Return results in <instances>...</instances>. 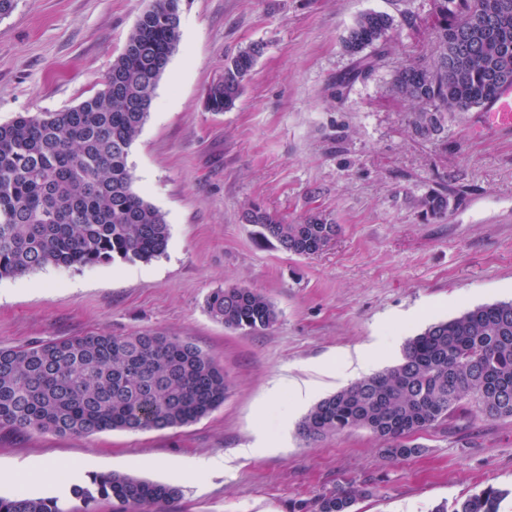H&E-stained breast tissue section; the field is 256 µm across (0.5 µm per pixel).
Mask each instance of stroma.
Returning <instances> with one entry per match:
<instances>
[{"label":"stroma","mask_w":512,"mask_h":512,"mask_svg":"<svg viewBox=\"0 0 512 512\" xmlns=\"http://www.w3.org/2000/svg\"><path fill=\"white\" fill-rule=\"evenodd\" d=\"M149 4L16 0L0 18V124L92 96ZM369 11L395 20L388 52L337 93L354 63L343 41ZM433 13L434 0H182L180 41L128 157L135 190L170 227L165 253L0 280V347L161 330L223 366L224 403L160 431L0 427V471L45 460L179 481L166 512H291L350 482L373 491L356 512H431L488 486L510 490L500 512H512V418L453 414L398 461L362 429L313 444L297 432L314 404L354 382L345 361L360 347L372 348V374L429 324L512 300V130L479 131L474 110L450 118L442 140L421 138L394 87L401 65L431 60ZM253 44L262 53L236 105L207 111L209 85ZM442 187L446 215L425 219L421 197ZM252 204L291 222L323 212L340 231L296 256L242 223ZM229 286L266 294L273 327L245 334L213 321L205 300Z\"/></svg>","instance_id":"1"}]
</instances>
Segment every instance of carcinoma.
<instances>
[{
	"label": "carcinoma",
	"mask_w": 512,
	"mask_h": 512,
	"mask_svg": "<svg viewBox=\"0 0 512 512\" xmlns=\"http://www.w3.org/2000/svg\"><path fill=\"white\" fill-rule=\"evenodd\" d=\"M180 0H151L112 61L102 88L60 112L21 113L0 124V280L46 266L84 268L148 262L168 246L164 214L134 189L128 156L150 112L157 83L180 38ZM436 54L396 70L398 92L413 107V129L433 138L446 119L469 112L512 85V0H434ZM394 19L370 11L344 48L356 58L340 85L372 73ZM262 46L241 50L213 82L205 106H235ZM444 189L420 200L427 218L448 211ZM242 220L263 242L309 257L336 238L322 212L298 223L252 205ZM210 318L243 333L277 320L263 293L231 286L206 299ZM224 369L190 341L160 331L85 336L0 348V426L59 436L104 430H164L194 423L224 403ZM465 407L512 417V300L478 305L430 324L408 339L401 361L318 401L298 425L307 441L365 429L388 443L387 456L422 451L410 439ZM509 490L488 486L431 512H499ZM371 495L350 485L294 505L293 512H353ZM182 496L175 482L117 473L69 481L64 495L0 497V512H91L103 501L124 512H163Z\"/></svg>",
	"instance_id": "cac0c4a2"
}]
</instances>
